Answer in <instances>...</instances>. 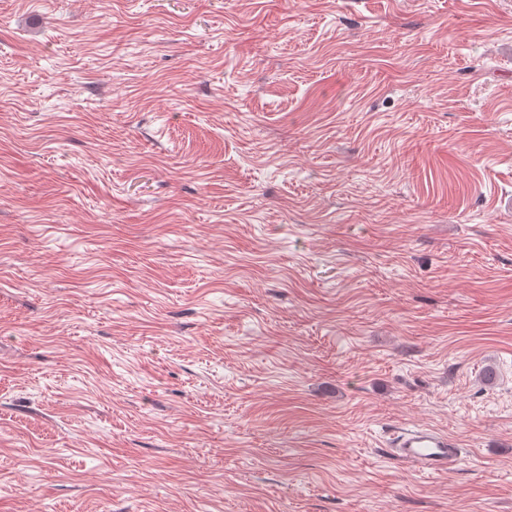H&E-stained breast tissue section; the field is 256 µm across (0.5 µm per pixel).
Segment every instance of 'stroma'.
<instances>
[{"instance_id": "35a3bbf8", "label": "stroma", "mask_w": 512, "mask_h": 512, "mask_svg": "<svg viewBox=\"0 0 512 512\" xmlns=\"http://www.w3.org/2000/svg\"><path fill=\"white\" fill-rule=\"evenodd\" d=\"M0 512H512V0H0ZM390 448L402 462L420 469L441 471L461 454L456 440L423 426L402 427Z\"/></svg>"}]
</instances>
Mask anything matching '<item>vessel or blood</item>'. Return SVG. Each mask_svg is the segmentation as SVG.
<instances>
[{"instance_id": "b4317fda", "label": "vessel or blood", "mask_w": 512, "mask_h": 512, "mask_svg": "<svg viewBox=\"0 0 512 512\" xmlns=\"http://www.w3.org/2000/svg\"><path fill=\"white\" fill-rule=\"evenodd\" d=\"M393 453L402 462L421 469L440 471L454 462L461 450L446 433L423 426L401 428L393 441Z\"/></svg>"}]
</instances>
